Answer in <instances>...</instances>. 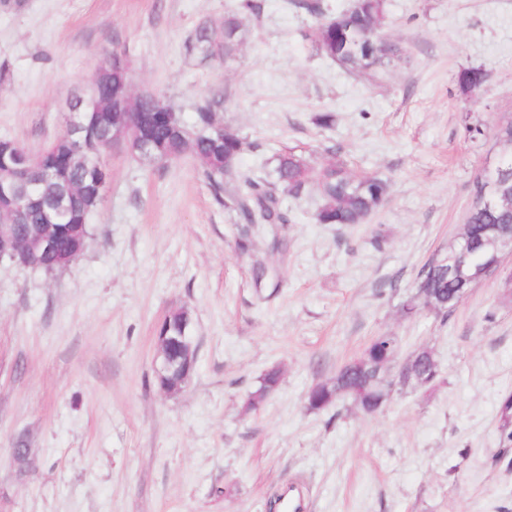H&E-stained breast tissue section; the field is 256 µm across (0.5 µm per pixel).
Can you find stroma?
I'll return each instance as SVG.
<instances>
[{
    "mask_svg": "<svg viewBox=\"0 0 512 512\" xmlns=\"http://www.w3.org/2000/svg\"><path fill=\"white\" fill-rule=\"evenodd\" d=\"M309 2L263 0L233 56L205 63L186 38L238 0H0V138L36 150L62 136L67 100L118 51L134 92L185 122L221 96L216 118L244 139L242 168L264 174L288 148L317 161L336 151L391 184L354 226L317 223V196L284 197L291 223L244 254L196 161L112 152L74 262L53 273L0 262V512H269L296 480L309 512H512V446L497 419L512 394V291L498 277L448 316L403 309L498 161L512 0H385L382 31L404 56L366 74L301 37L352 0ZM472 67L485 82L465 94L457 75ZM323 112L332 127L317 124ZM180 308L197 366L168 395L156 336ZM377 336L395 338L400 362L431 351L436 380L394 388L373 414L349 400L309 409L311 388ZM273 367L276 392L248 408Z\"/></svg>",
    "mask_w": 512,
    "mask_h": 512,
    "instance_id": "obj_1",
    "label": "stroma"
}]
</instances>
